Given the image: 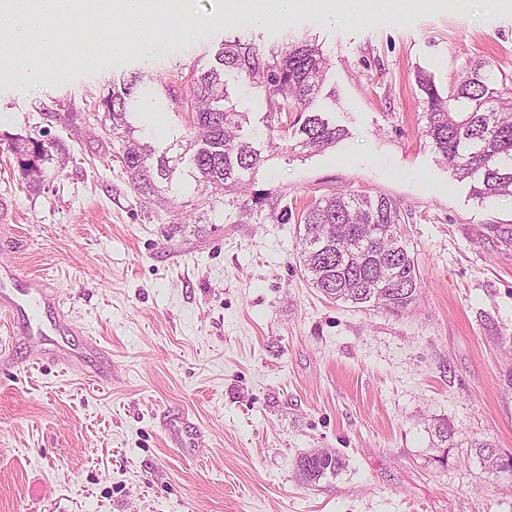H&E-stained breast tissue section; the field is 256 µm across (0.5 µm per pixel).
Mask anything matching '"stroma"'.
I'll return each mask as SVG.
<instances>
[{
    "label": "stroma",
    "mask_w": 512,
    "mask_h": 512,
    "mask_svg": "<svg viewBox=\"0 0 512 512\" xmlns=\"http://www.w3.org/2000/svg\"><path fill=\"white\" fill-rule=\"evenodd\" d=\"M195 9L206 26L148 15L143 28L171 30L151 51L99 14L70 30L47 83L0 75L15 264L58 291L81 328L72 345L112 359L101 383L0 330L17 358L0 367V512H512V474L473 448L512 463V199L478 202L450 174L422 135L418 83L447 93L476 60L511 80L512 0H297L283 21L265 0ZM234 38L317 43L320 108L344 138L303 158L269 149L263 90L231 75L264 163L231 195L203 191L185 162L161 197L139 194L103 98L137 79L151 113L132 114L135 138L178 156L189 115L166 88ZM45 133L52 161L23 175L11 144ZM347 190L401 209L421 281L405 312L337 302L306 279L302 212ZM166 410L202 432L196 456L167 447ZM317 449L345 466L310 483L296 462Z\"/></svg>",
    "instance_id": "1"
}]
</instances>
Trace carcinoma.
Masks as SVG:
<instances>
[{"label": "carcinoma", "instance_id": "1", "mask_svg": "<svg viewBox=\"0 0 512 512\" xmlns=\"http://www.w3.org/2000/svg\"><path fill=\"white\" fill-rule=\"evenodd\" d=\"M216 64L189 73L181 98L192 114L191 137L185 146L190 173L216 194L238 189L246 172L255 169L260 152L239 135V113L228 106L224 75L231 73L263 89L267 110L277 120L281 139L295 140L289 152L310 155L343 139L345 130L316 108L328 62L321 48L307 41L280 47L239 40L224 41ZM419 83L426 95L427 123L422 134L441 154L448 170L472 183L479 201L512 196V86L486 61H474L445 95L428 79ZM133 84L125 83L103 99L112 135L124 149L121 162L136 189L153 195L172 180L175 167L162 154L134 139L127 119ZM32 147L14 145L27 174L48 156L39 140ZM303 265L311 281L327 297L355 305L373 303L405 312L415 302L420 275L402 240V213L384 194L335 193L315 200L302 212ZM341 458L319 450L297 462L303 478L314 482L336 474Z\"/></svg>", "mask_w": 512, "mask_h": 512}]
</instances>
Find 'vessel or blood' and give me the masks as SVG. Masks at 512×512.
<instances>
[{"label": "vessel or blood", "instance_id": "b4317fda", "mask_svg": "<svg viewBox=\"0 0 512 512\" xmlns=\"http://www.w3.org/2000/svg\"><path fill=\"white\" fill-rule=\"evenodd\" d=\"M62 300L44 280L20 275L9 255L0 256V325L8 335L26 336L44 348L54 362L89 370L98 379L111 373V359L96 344L74 349L68 337L74 331L71 320L61 314ZM159 423L166 444L185 452L203 447L204 439L186 415L164 412Z\"/></svg>", "mask_w": 512, "mask_h": 512}]
</instances>
